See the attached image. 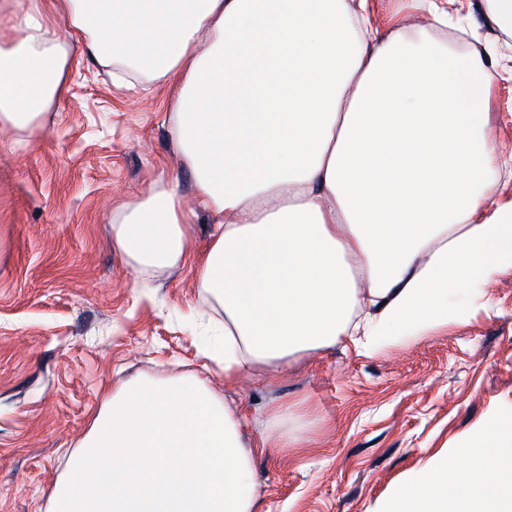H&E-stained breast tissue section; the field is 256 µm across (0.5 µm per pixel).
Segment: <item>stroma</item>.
<instances>
[{
    "label": "stroma",
    "mask_w": 512,
    "mask_h": 512,
    "mask_svg": "<svg viewBox=\"0 0 512 512\" xmlns=\"http://www.w3.org/2000/svg\"><path fill=\"white\" fill-rule=\"evenodd\" d=\"M468 34L438 33L456 53L494 55L486 131L504 164L497 200L512 198V35L487 25L485 0H457ZM372 24L391 13L420 40L415 0H369ZM68 93L39 138L0 132V512H47L67 458L113 389L136 377L192 374L210 383L191 322L202 306L196 256L212 226L198 212L177 267L136 284L112 246V218L159 180L193 177L178 160L170 93L156 82L113 86L107 68L79 54ZM465 315L422 340L372 355L333 349L294 363L275 383L231 394L248 432L271 431L268 411L287 403L295 442L256 453L263 512H379L394 486L467 446L512 415V265L500 266Z\"/></svg>",
    "instance_id": "1"
}]
</instances>
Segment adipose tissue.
<instances>
[{
	"label": "adipose tissue",
	"mask_w": 512,
	"mask_h": 512,
	"mask_svg": "<svg viewBox=\"0 0 512 512\" xmlns=\"http://www.w3.org/2000/svg\"><path fill=\"white\" fill-rule=\"evenodd\" d=\"M0 128L31 138L65 91L70 28L121 80L174 82L194 197L155 183L112 226L140 272L215 232L196 286L224 313L204 355L224 380L271 382L289 361L375 352L462 317L453 300L512 261L497 203L480 55L373 34L368 0H0ZM239 410L195 377L120 384L57 482L49 512H260ZM466 466L433 459L381 512H512V417Z\"/></svg>",
	"instance_id": "adipose-tissue-1"
}]
</instances>
